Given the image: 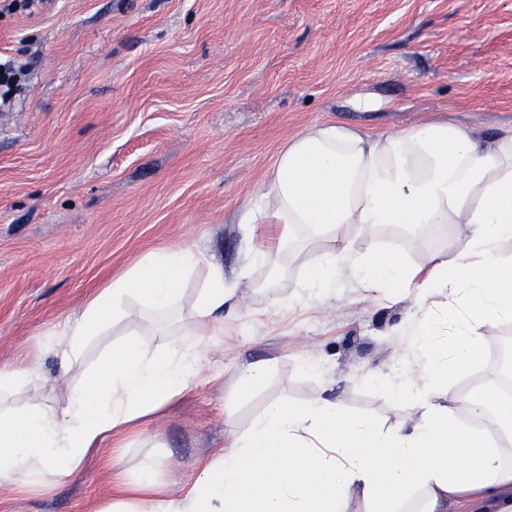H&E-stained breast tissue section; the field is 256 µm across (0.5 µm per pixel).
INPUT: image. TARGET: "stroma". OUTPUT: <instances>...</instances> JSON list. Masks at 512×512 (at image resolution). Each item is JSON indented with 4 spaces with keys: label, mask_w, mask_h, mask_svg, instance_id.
Listing matches in <instances>:
<instances>
[{
    "label": "stroma",
    "mask_w": 512,
    "mask_h": 512,
    "mask_svg": "<svg viewBox=\"0 0 512 512\" xmlns=\"http://www.w3.org/2000/svg\"><path fill=\"white\" fill-rule=\"evenodd\" d=\"M0 52L23 70L0 111V370L36 354L49 384L19 406L64 400L69 386L45 335L77 323L88 294L144 254L194 242L204 255L183 286L189 308L210 267L240 284L222 344L196 385L122 435L128 477L159 461L179 492L266 403L300 402L327 383L348 414L388 429L418 417L388 372L407 343L393 328L413 301L353 288L275 311L242 286L271 224L241 216L288 138L319 122L370 132L448 119L489 136L512 123V0H47L0 17ZM464 225L400 245L390 230L352 234L349 249L402 246L408 264ZM512 325L486 329L483 353L451 381L468 393L505 377ZM276 359L261 390L236 395L244 363ZM383 372L368 382V372ZM110 475L88 461L47 493L0 489V512H87Z\"/></svg>",
    "instance_id": "35a3bbf8"
}]
</instances>
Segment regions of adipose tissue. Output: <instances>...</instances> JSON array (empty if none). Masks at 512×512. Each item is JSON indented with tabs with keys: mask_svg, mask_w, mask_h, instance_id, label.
Segmentation results:
<instances>
[{
	"mask_svg": "<svg viewBox=\"0 0 512 512\" xmlns=\"http://www.w3.org/2000/svg\"><path fill=\"white\" fill-rule=\"evenodd\" d=\"M247 224L279 228L273 247L249 256L265 269L270 306L290 308L349 287L414 306L399 327L413 341L412 369L396 367L398 397L420 414L382 431L346 414L332 386L312 399L271 401L248 428L199 464L173 494L146 462L127 479L121 447L104 442L156 413L199 378V360L224 335L235 289L213 268L186 315L195 339L171 344L184 281L203 259L196 244L148 253L85 301L78 324L53 338L72 372L66 402L22 413L0 407V487L23 482L50 488L68 482L91 458L111 473L108 496L91 512H512V401L499 384L468 396L450 394L448 377L474 363L485 327L512 323V125L489 139L447 121L371 133L322 122L280 148ZM461 224L454 248L431 251L411 266L399 252L351 253L348 236L396 227L415 240ZM321 256L287 298L274 290L294 256ZM138 303L161 343L143 349L136 335L92 371L80 370L93 336L128 320ZM469 423H462L459 412Z\"/></svg>",
	"mask_w": 512,
	"mask_h": 512,
	"instance_id": "ef3b65f1",
	"label": "adipose tissue"
}]
</instances>
